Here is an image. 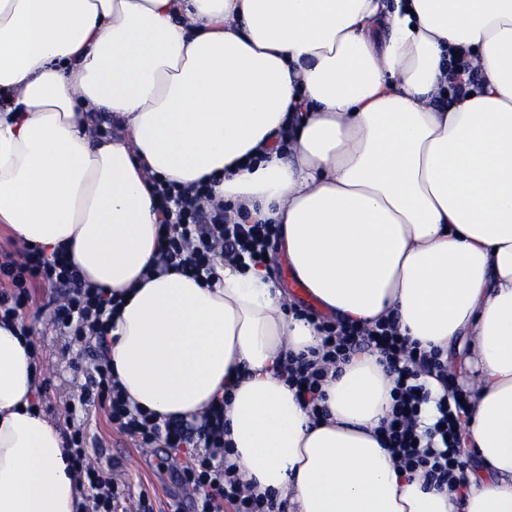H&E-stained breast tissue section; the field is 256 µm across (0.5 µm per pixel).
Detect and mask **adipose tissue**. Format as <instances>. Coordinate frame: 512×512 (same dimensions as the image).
Instances as JSON below:
<instances>
[{"label":"adipose tissue","mask_w":512,"mask_h":512,"mask_svg":"<svg viewBox=\"0 0 512 512\" xmlns=\"http://www.w3.org/2000/svg\"><path fill=\"white\" fill-rule=\"evenodd\" d=\"M457 55L479 82L452 101ZM151 174L279 225L322 311L397 313L464 367L480 468L453 488L396 469L392 382L368 352L314 421L278 376L319 348L314 323L266 265L210 286L152 273ZM0 224L123 295L108 359L133 402L190 419L233 385L230 460L254 493L294 512H512V0H0ZM34 368L0 324V512H75Z\"/></svg>","instance_id":"obj_1"}]
</instances>
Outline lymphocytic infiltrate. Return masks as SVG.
Returning a JSON list of instances; mask_svg holds the SVG:
<instances>
[{
	"instance_id": "lymphocytic-infiltrate-1",
	"label": "lymphocytic infiltrate",
	"mask_w": 512,
	"mask_h": 512,
	"mask_svg": "<svg viewBox=\"0 0 512 512\" xmlns=\"http://www.w3.org/2000/svg\"><path fill=\"white\" fill-rule=\"evenodd\" d=\"M153 195L163 229L158 269L195 277L210 276L214 265L264 264L275 224L230 222L223 207L209 205L206 185H181L166 180L153 183ZM47 286L50 321L60 335L79 345L80 358L91 370L78 395L65 404V447L80 486L77 512H155L147 491L132 492L114 473L90 464L84 423L90 407L103 410L120 434L143 449L165 448L179 481L193 488L194 512H287L288 503L277 493L249 492L235 464L230 463L224 439V406L232 397L224 391L207 414L187 421L158 419L131 404L108 362V335L113 304L101 289L82 279L77 267L61 253L38 247L0 250V322L19 321L21 336L33 335L24 322L32 288ZM322 344L313 357H286L281 371L285 382L298 388L300 400L314 418L324 417L323 384L330 369L349 362L359 352H378L385 372L392 376V412L382 427L383 442L401 472L420 475L427 484H455L465 462L460 452L462 394L440 351L422 349L402 336L398 317L388 314L372 329L340 319L319 324ZM437 381L439 394L429 383Z\"/></svg>"
}]
</instances>
